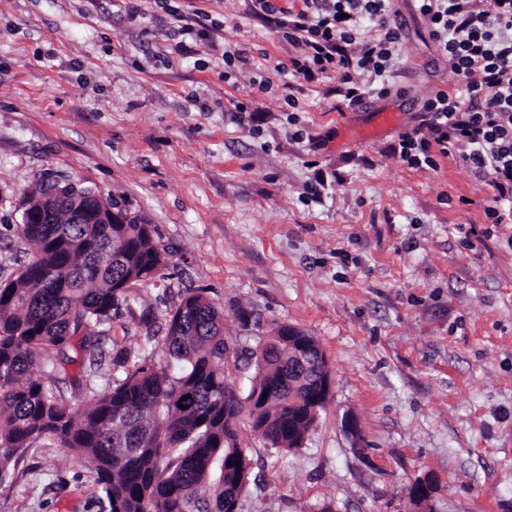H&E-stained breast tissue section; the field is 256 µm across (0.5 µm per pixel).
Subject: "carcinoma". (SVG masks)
<instances>
[{
	"instance_id": "1",
	"label": "carcinoma",
	"mask_w": 512,
	"mask_h": 512,
	"mask_svg": "<svg viewBox=\"0 0 512 512\" xmlns=\"http://www.w3.org/2000/svg\"><path fill=\"white\" fill-rule=\"evenodd\" d=\"M33 248L16 277L0 281V487L17 477L30 449L65 448L89 459L104 512H236L251 458L239 443L248 418L270 447L302 445L326 407H314L317 378L288 357V326L238 359L224 336V308L202 292L166 315L156 367L112 338L133 290L163 278L169 253L152 225L19 224ZM253 371L245 394L226 364ZM81 390L75 408L60 384ZM273 395L256 412L254 395Z\"/></svg>"
}]
</instances>
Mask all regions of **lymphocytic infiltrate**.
<instances>
[{
  "label": "lymphocytic infiltrate",
  "instance_id": "lymphocytic-infiltrate-1",
  "mask_svg": "<svg viewBox=\"0 0 512 512\" xmlns=\"http://www.w3.org/2000/svg\"><path fill=\"white\" fill-rule=\"evenodd\" d=\"M301 2L280 11L273 0H252L295 47L293 76L317 83L337 75L336 94L350 105L388 94L402 36L391 0ZM415 8L458 89L428 97L421 123L401 133L393 152L416 169L458 156L492 191L488 223L512 224V0H415Z\"/></svg>",
  "mask_w": 512,
  "mask_h": 512
}]
</instances>
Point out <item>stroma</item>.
<instances>
[{
  "mask_svg": "<svg viewBox=\"0 0 512 512\" xmlns=\"http://www.w3.org/2000/svg\"><path fill=\"white\" fill-rule=\"evenodd\" d=\"M392 7L399 76L352 107L335 78H293L295 47L251 0H0V256L21 199L61 173L171 251L121 319L130 351L163 364L166 310L203 291L237 347L287 324L328 358L300 448L242 426L240 512H417L424 477L430 512H512V224L488 223L490 190L459 158L394 156L451 81L412 0ZM19 470L0 512H99L89 460L39 447Z\"/></svg>",
  "mask_w": 512,
  "mask_h": 512,
  "instance_id": "35a3bbf8",
  "label": "stroma"
}]
</instances>
